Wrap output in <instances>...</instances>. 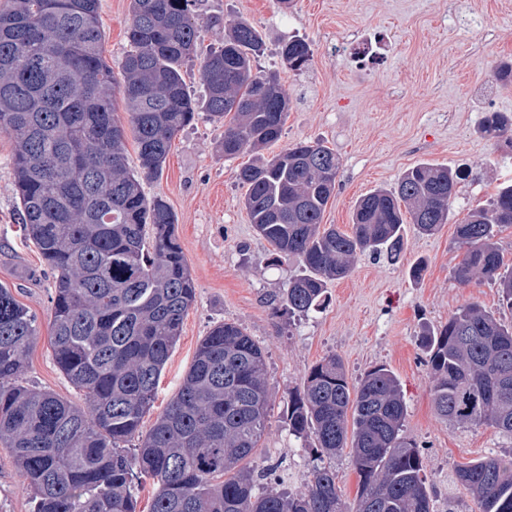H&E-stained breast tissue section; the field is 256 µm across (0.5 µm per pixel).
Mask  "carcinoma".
Instances as JSON below:
<instances>
[{"mask_svg": "<svg viewBox=\"0 0 512 512\" xmlns=\"http://www.w3.org/2000/svg\"><path fill=\"white\" fill-rule=\"evenodd\" d=\"M0 6V131L11 163L22 224L53 276L55 363L80 392L70 400L23 384L37 319L0 284V444L11 449L32 512H137L138 487L153 480L150 512H433L420 446L404 434L405 404L383 365L351 382L341 359L314 364L289 395V432L312 440L304 490L272 480L257 460L271 392L265 350L239 324L204 336L183 382L147 433L142 419L196 286L177 219L141 181L160 175L174 136L205 112L228 121L221 150L233 159L278 142L290 109L274 72L254 68L260 32L239 20L200 65L196 97L184 66L197 54V0H130V50L117 81L105 57L100 0H6ZM281 57L307 68V42ZM121 95L128 125L115 118ZM138 169L126 163V135ZM490 139L512 140V116L479 123ZM336 153L299 142L236 171L256 231L304 268L283 302L291 315L321 305L327 283L347 276L364 252L400 251L403 224L432 234L448 223L460 169L422 163L390 189L360 198L351 232L322 226L336 188ZM512 224V183L458 220L460 285H497L512 312V268L495 237ZM432 404L454 427L487 425L512 437V323L473 302L422 333ZM350 449L358 490L349 505L331 462ZM455 482L479 512H512V454L461 466Z\"/></svg>", "mask_w": 512, "mask_h": 512, "instance_id": "obj_1", "label": "carcinoma"}]
</instances>
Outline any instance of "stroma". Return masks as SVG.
<instances>
[{
  "label": "stroma",
  "instance_id": "1",
  "mask_svg": "<svg viewBox=\"0 0 512 512\" xmlns=\"http://www.w3.org/2000/svg\"><path fill=\"white\" fill-rule=\"evenodd\" d=\"M198 50L218 46L225 23L244 20L263 36L259 69L278 72L292 99L279 148L319 140L339 158L336 189L323 222L350 231L357 200L395 185L408 169L431 163L470 171L453 202L450 221L431 235L404 227L399 256L361 254L345 278L327 284L317 312L289 316L282 295L300 266L277 257L255 230L235 179L251 154L225 159L223 124L200 114L174 138L162 173L144 181L177 217L180 244L196 285V299L167 361L142 428L150 430L187 372L199 341L218 322L240 324L264 348L271 386L269 424L259 449L266 463L283 464L285 485L303 489L310 451L288 431V395L302 388L316 362L340 357L350 380L386 365L406 404L404 433L422 446L436 512H477L454 482L456 468L512 452V438L489 426L457 428L434 413L430 377L420 346L425 328L447 322L476 302L500 313L495 286L459 285L456 224L512 180V143L483 138L482 113L512 114V0H199ZM106 55L119 63L129 48V0H100ZM305 39L311 65L293 71L280 57L288 39ZM12 143L0 133V283L37 318L24 383L68 399L79 392L57 368L50 345L52 278L38 249L19 229L11 164ZM424 264L421 279L409 276ZM10 449L0 445V512H31Z\"/></svg>",
  "mask_w": 512,
  "mask_h": 512
}]
</instances>
